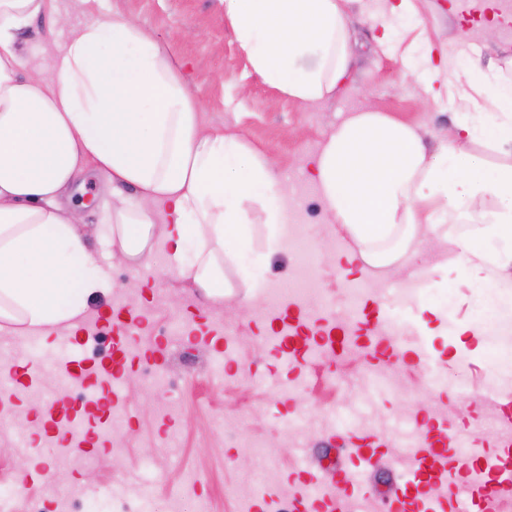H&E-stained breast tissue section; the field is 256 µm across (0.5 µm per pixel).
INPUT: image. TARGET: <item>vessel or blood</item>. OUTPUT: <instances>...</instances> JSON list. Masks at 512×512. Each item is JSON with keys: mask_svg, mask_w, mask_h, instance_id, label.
I'll return each instance as SVG.
<instances>
[{"mask_svg": "<svg viewBox=\"0 0 512 512\" xmlns=\"http://www.w3.org/2000/svg\"><path fill=\"white\" fill-rule=\"evenodd\" d=\"M147 319L140 306L122 305L100 315L97 326L112 336V356L108 363L89 367L85 360L73 357L65 362L66 373L74 379L91 384L101 375L120 378L131 366L133 356L163 360L166 343L154 340L142 345L136 333ZM278 327L277 351L290 365H300L305 355L316 348L342 357L348 350V340L333 333L323 323H309L308 317L296 304H288L275 315ZM362 345L389 357L402 354L394 337L386 335L361 337ZM419 440L403 462L405 481L397 488L394 501L407 512H497L502 502L512 499V442L503 441L499 450L483 460L458 452L456 440L448 436L447 421L425 423L417 421ZM382 437H366L349 453L350 463L327 476L319 470L305 469L298 475V487L292 501L293 512H343V496L361 497L368 487L361 471L373 464L383 446ZM477 478L488 486V495L478 497L469 480Z\"/></svg>", "mask_w": 512, "mask_h": 512, "instance_id": "1", "label": "vessel or blood"}]
</instances>
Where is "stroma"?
<instances>
[{"mask_svg": "<svg viewBox=\"0 0 512 512\" xmlns=\"http://www.w3.org/2000/svg\"><path fill=\"white\" fill-rule=\"evenodd\" d=\"M396 0H349L346 23L352 33L354 65L335 96L315 103H298L262 83L240 50L234 32L224 18L222 0H109L111 12L134 19L158 43L187 65V78L197 95L203 122L212 128L243 138L266 156L277 173L298 187L297 205L288 211L287 223L302 227L300 239L287 249L265 248L269 232L260 209H253L254 243L248 257L266 283L289 288L299 273V261L310 257L323 295L306 306L313 318L325 313L328 298H341L349 280L384 279L389 287L380 304L385 324L397 331L405 345H424L441 355L442 366L430 371L425 359L413 356L397 363L400 391L367 384L366 372L383 359L373 351L347 352L335 362L302 363L300 370L279 355L269 341L270 318L264 315V299L253 300L244 291L207 305L205 314L232 338L231 351L220 354L206 343L181 334L180 324H192L197 295L170 275L168 254L152 256L148 268L134 269L113 262L107 272L121 288L153 289L148 335L167 330V350L162 363L140 361L116 383L115 389L133 414L132 422L116 431L123 444L113 450L103 444L89 452L59 439H35L28 444L22 431L32 421L17 419L21 405L42 408L65 393L69 405L98 398V388L75 380H62L59 364L72 353L87 363L107 360L110 344L100 331H92L80 346L69 333L27 339L17 347L13 336L0 331V364L21 362L33 366L37 378L31 387H18L10 397L11 409L0 408V500L6 512H57L56 504L72 488L102 487L98 512H120L123 504L140 505L139 497L123 492V483H145V462L159 468L150 512H168L171 498H179L182 512H196L199 500H208L211 512H234L239 491L267 464L279 469L280 490L293 496L291 480L298 468L311 466L334 471L347 456L350 439L361 432L352 419L326 420L322 409L337 400L345 409H366L376 417L372 431L393 439L402 449L404 434L413 432L416 418L443 409L448 422L462 428L479 444L482 453L496 451L502 438L488 423L500 404L512 403V374L489 382L490 350L501 334L486 324L484 351L445 347L459 322L480 309V295L466 279L429 274L440 256H452L464 232L465 219L449 218L436 231H424L420 252L400 274L383 270L341 277L330 263V253H343L352 243L338 227L326 224L318 189L308 175V162L331 131L350 115L367 109L387 113L418 128L430 146L448 136L459 105L449 103L444 88L402 80L403 60L417 61L420 47L428 45L434 56L457 48L466 35L468 51L483 63L505 65L512 59V30L497 26L487 32L484 23L467 20L463 11L470 0H408L406 12L394 19L391 34L373 24L371 13L388 8ZM239 368L250 377L236 376ZM234 417L236 427L225 433L222 423ZM308 420L307 431L292 439L281 430L285 422ZM260 438L265 442L261 458L244 456L240 441ZM41 457L40 477L24 475L25 462ZM201 473V481L185 487L184 476Z\"/></svg>", "mask_w": 512, "mask_h": 512, "instance_id": "stroma-1", "label": "stroma"}]
</instances>
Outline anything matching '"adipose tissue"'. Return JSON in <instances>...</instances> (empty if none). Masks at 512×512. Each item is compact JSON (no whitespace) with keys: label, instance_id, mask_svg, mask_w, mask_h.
<instances>
[{"label":"adipose tissue","instance_id":"adipose-tissue-1","mask_svg":"<svg viewBox=\"0 0 512 512\" xmlns=\"http://www.w3.org/2000/svg\"><path fill=\"white\" fill-rule=\"evenodd\" d=\"M54 2L0 0V329L20 343L77 329L90 298L111 290L81 230L82 209L70 203L92 173L104 179L106 242L127 264L163 251L170 273L204 302H223L240 285L258 297L263 281L238 265L252 250L250 208L273 226L268 249H284L276 226L288 210L286 182L242 138L202 128L182 65L142 26L108 14L107 0H82L89 18L71 27ZM222 2L264 84L302 103L335 94L353 61L347 0ZM42 16L66 34L48 71L18 41ZM402 75L442 81L467 111L434 152L386 113L345 119L310 161L326 221L354 242L347 263L367 271L403 266L423 228L452 211L467 216L459 253L438 272L465 275L499 320H512V75L461 51L444 67L408 64ZM476 144L497 154L493 176ZM479 200L491 209H475ZM229 239L239 246L231 256Z\"/></svg>","mask_w":512,"mask_h":512}]
</instances>
